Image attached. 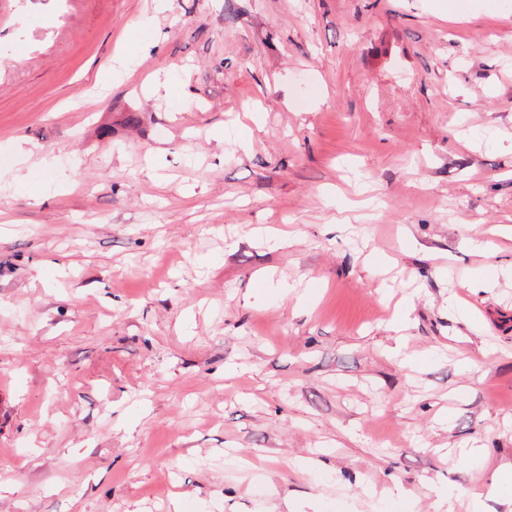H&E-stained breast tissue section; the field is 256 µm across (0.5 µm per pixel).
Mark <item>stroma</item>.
Wrapping results in <instances>:
<instances>
[{
    "label": "stroma",
    "mask_w": 512,
    "mask_h": 512,
    "mask_svg": "<svg viewBox=\"0 0 512 512\" xmlns=\"http://www.w3.org/2000/svg\"><path fill=\"white\" fill-rule=\"evenodd\" d=\"M0 0V512H512V0Z\"/></svg>",
    "instance_id": "1"
}]
</instances>
